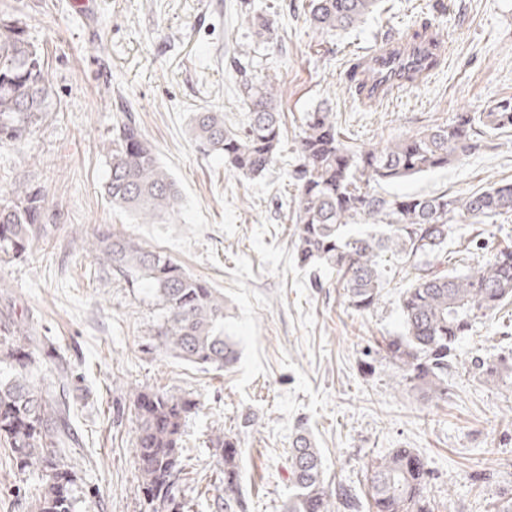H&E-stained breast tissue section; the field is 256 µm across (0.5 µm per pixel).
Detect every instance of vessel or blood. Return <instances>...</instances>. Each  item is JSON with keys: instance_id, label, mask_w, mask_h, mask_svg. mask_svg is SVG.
Instances as JSON below:
<instances>
[{"instance_id": "vessel-or-blood-1", "label": "vessel or blood", "mask_w": 512, "mask_h": 512, "mask_svg": "<svg viewBox=\"0 0 512 512\" xmlns=\"http://www.w3.org/2000/svg\"><path fill=\"white\" fill-rule=\"evenodd\" d=\"M441 53L442 46L435 41L419 42L404 51L394 43L364 50L360 57L363 104L377 107L393 89L405 85L406 75L423 83L436 68Z\"/></svg>"}]
</instances>
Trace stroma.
<instances>
[{"mask_svg":"<svg viewBox=\"0 0 512 512\" xmlns=\"http://www.w3.org/2000/svg\"><path fill=\"white\" fill-rule=\"evenodd\" d=\"M297 0H95V16L71 0H0V16L27 25L44 51L55 109L26 139L0 144V189L38 186L54 230L32 252L0 263V323L33 318L52 344L38 376L69 366L71 424L66 454L76 474V512H150L134 457L132 389L199 402L182 438L178 485L184 512H214L224 463L211 443L223 427L237 439L243 512H283L292 493L288 450L306 421L329 485L365 496L371 464L394 448L427 461V494L439 512H488L512 496V303L462 337L439 400L399 384L382 347L403 332L400 262L387 261L377 304L348 308L332 272L319 281L299 268L293 230L298 190L290 172L309 112L329 103L343 141L386 144L456 113L512 97V0H380L360 27L325 34ZM267 16L272 39L250 18ZM432 21L448 47L427 85L364 110L346 84L358 51L387 31ZM274 80L282 140L258 177L203 156L186 133L193 113L220 109L240 130L246 108L235 60ZM136 117L183 204L169 224H141L104 193L113 116ZM512 182V127L496 131L464 162L382 185L387 194H467ZM120 232L168 255L224 295V332L239 358L223 370L166 352L156 302L130 277L75 246V235ZM512 247V214L463 224L448 242L461 269ZM495 362L498 375L484 376ZM0 444V512H33L32 473L6 462Z\"/></svg>","mask_w":512,"mask_h":512,"instance_id":"35a3bbf8","label":"stroma"}]
</instances>
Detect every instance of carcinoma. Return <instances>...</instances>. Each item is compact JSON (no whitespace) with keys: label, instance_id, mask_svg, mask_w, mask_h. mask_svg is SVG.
<instances>
[{"label":"carcinoma","instance_id":"obj_1","mask_svg":"<svg viewBox=\"0 0 512 512\" xmlns=\"http://www.w3.org/2000/svg\"><path fill=\"white\" fill-rule=\"evenodd\" d=\"M378 0H308L311 24L323 33L359 26ZM239 87L248 109L242 131L224 127L219 109L194 113L189 138L205 154H219L224 165L246 176L262 174L280 145L281 116L271 81H256L239 66ZM42 53L27 27L0 18V142L29 136L52 111ZM512 127V98L491 102L482 112H458L443 126L425 129L383 146L351 147L340 138L334 113L320 105L308 113L291 178L298 189L293 236L302 267L336 270L348 306L362 315L383 288L381 262L390 256L411 270L400 296L404 332L385 344L386 356L400 370V384L448 395V363L457 341L473 325L492 317L512 299V250L499 251L468 272L445 269L448 237L456 225L495 220L512 213V182L494 183L465 195H386L382 183L428 173L458 163L480 147L494 130ZM115 148L108 149L105 193L112 206L136 213L144 224H168L181 209L177 186L130 115L113 126ZM45 194L39 187L0 190V262L28 254L46 239ZM81 249L98 262L143 281L161 310L160 344L187 362L222 369L237 358L224 336V296L189 275L167 255L142 247L117 233L81 238ZM15 335L0 336V442L21 470L33 468L34 512H75V472L63 449L76 441L70 407L57 388L68 372L57 364V379L34 380L41 339L33 322ZM199 403L166 392L138 391L135 459L140 491L151 512H181V490L173 474L182 470V433ZM224 460V489L214 495L215 512H237V439L211 430ZM294 488L285 512H433L425 495L429 469L411 448H394L368 469L367 501L325 485L319 450L297 431L289 457ZM336 507H331V498Z\"/></svg>","mask_w":512,"mask_h":512}]
</instances>
